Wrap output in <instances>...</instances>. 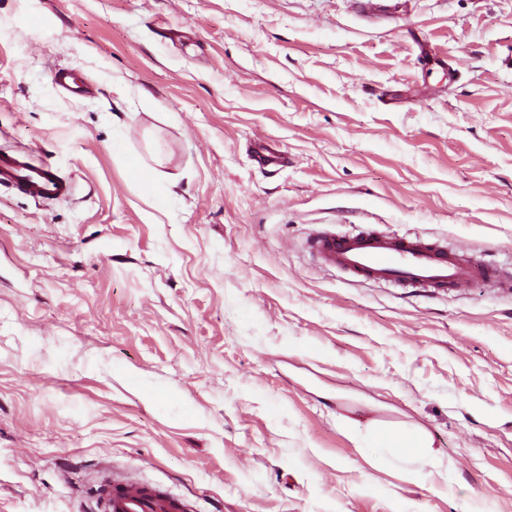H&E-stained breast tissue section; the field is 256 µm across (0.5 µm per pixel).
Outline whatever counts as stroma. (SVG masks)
<instances>
[{
    "label": "stroma",
    "instance_id": "stroma-1",
    "mask_svg": "<svg viewBox=\"0 0 512 512\" xmlns=\"http://www.w3.org/2000/svg\"><path fill=\"white\" fill-rule=\"evenodd\" d=\"M1 148L73 191L0 188V512H88L104 463L197 512H512V290L305 246L370 224L512 276V0H0ZM369 438L371 448H381L392 462L410 464L435 458L421 433L371 430Z\"/></svg>",
    "mask_w": 512,
    "mask_h": 512
}]
</instances>
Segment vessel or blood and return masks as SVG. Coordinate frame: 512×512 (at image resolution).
Masks as SVG:
<instances>
[{
    "label": "vessel or blood",
    "mask_w": 512,
    "mask_h": 512,
    "mask_svg": "<svg viewBox=\"0 0 512 512\" xmlns=\"http://www.w3.org/2000/svg\"><path fill=\"white\" fill-rule=\"evenodd\" d=\"M0 186L42 201L67 198L72 186L50 164L28 153L0 152ZM308 249L325 266L362 281L393 288L434 292L459 290L477 281L502 284L499 269L485 259L457 253L447 243L376 227L339 232L332 225L307 238ZM96 512H189L185 499L159 485L132 484L113 474L102 477L96 489Z\"/></svg>",
    "instance_id": "obj_1"
}]
</instances>
